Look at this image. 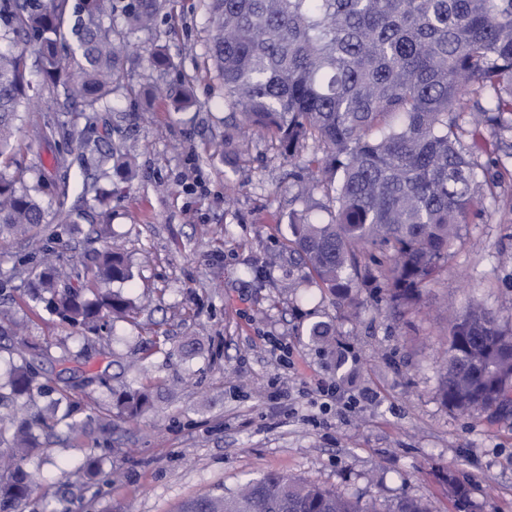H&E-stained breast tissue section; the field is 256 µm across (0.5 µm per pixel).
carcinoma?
Listing matches in <instances>:
<instances>
[{
    "label": "carcinoma",
    "mask_w": 512,
    "mask_h": 512,
    "mask_svg": "<svg viewBox=\"0 0 512 512\" xmlns=\"http://www.w3.org/2000/svg\"><path fill=\"white\" fill-rule=\"evenodd\" d=\"M209 59L224 84V154H238L245 129L278 141L288 164L320 173L327 220L310 207L293 212L288 251L311 283L357 306L373 284L393 310L414 303L448 260L475 207L497 197L491 174L464 142L483 130L512 133V0H206ZM165 0H0V233L30 241L44 219L12 168L14 133L31 100L30 68L42 73L52 112H78L98 172L132 173L112 146V92L124 78L133 38L153 29ZM153 96L185 106L184 87L154 84ZM27 291L61 321L98 333L106 314L135 318L136 302L108 284L131 280L121 252L104 248L78 259L66 278L43 246ZM25 321L0 315V335L20 336ZM333 346L328 324L309 330ZM0 402V512H25L33 496L49 506L55 492L37 489L23 464L41 455L40 433L62 424L80 438L112 430V418H135L152 406L145 389L112 393L83 418L70 406L75 385H50L36 359L48 350L26 340ZM512 392V318L471 301L451 326L439 396L460 413L486 412ZM48 400L45 409L37 401ZM448 490L466 512L468 489L448 473ZM182 512H377L333 488L267 471L222 495L188 501Z\"/></svg>",
    "instance_id": "carcinoma-1"
}]
</instances>
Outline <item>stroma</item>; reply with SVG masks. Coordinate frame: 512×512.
<instances>
[{
    "label": "stroma",
    "instance_id": "35a3bbf8",
    "mask_svg": "<svg viewBox=\"0 0 512 512\" xmlns=\"http://www.w3.org/2000/svg\"><path fill=\"white\" fill-rule=\"evenodd\" d=\"M209 34L204 0H168L124 62L112 140L137 172L104 186L113 242L134 265L133 281L119 289L137 303L136 323L105 319L104 343L86 341L28 299L38 251L0 239V309L27 320L30 340L89 353L80 367L98 381L76 391L81 408L109 399L113 387L152 393L151 408L119 421L110 441H45L35 473L53 486L56 512H181L270 470L377 512L403 498L457 512L453 474L471 490L468 512H512V407L463 417L438 391V356L466 301L512 317V264L503 260L512 253V179L463 227L419 302L395 312L364 288L349 316L288 251V214L310 182L293 177L277 142L262 135L247 138L236 162L214 151L224 139V85L206 64ZM156 46L172 63L162 73L145 59ZM156 81L189 85L192 106L146 98ZM46 102L39 97L19 121L14 159L28 183L44 184L38 237L51 240L69 207L95 201L78 161L83 127L47 137ZM60 153L64 171L54 166ZM65 226L51 240L62 266L99 249L91 224ZM291 282L297 294L284 293ZM317 322L331 326L334 348L312 341ZM108 446L120 456H105ZM98 455L99 471L74 482L71 472Z\"/></svg>",
    "mask_w": 512,
    "mask_h": 512
}]
</instances>
